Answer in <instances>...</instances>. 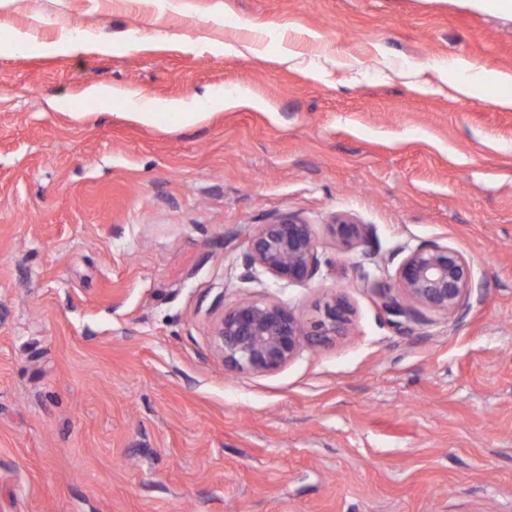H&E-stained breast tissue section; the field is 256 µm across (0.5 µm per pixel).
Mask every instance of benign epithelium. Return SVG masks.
<instances>
[{
    "mask_svg": "<svg viewBox=\"0 0 512 512\" xmlns=\"http://www.w3.org/2000/svg\"><path fill=\"white\" fill-rule=\"evenodd\" d=\"M335 240L346 247L369 235L365 224L336 217L329 225ZM250 269L288 285H303L318 271L317 244L310 224L279 216L259 224L248 237ZM385 312L412 321L423 313L456 317L474 290L470 262L459 250L438 243L421 244L403 257L392 285L370 280ZM353 310L334 295L304 321L276 302L241 299L224 310L214 326V337L229 371L268 374L295 359L307 345L328 344L351 332Z\"/></svg>",
    "mask_w": 512,
    "mask_h": 512,
    "instance_id": "obj_1",
    "label": "benign epithelium"
}]
</instances>
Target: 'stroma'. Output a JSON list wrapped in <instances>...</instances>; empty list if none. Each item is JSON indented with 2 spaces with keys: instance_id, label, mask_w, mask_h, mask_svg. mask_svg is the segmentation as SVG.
<instances>
[{
  "instance_id": "1",
  "label": "stroma",
  "mask_w": 512,
  "mask_h": 512,
  "mask_svg": "<svg viewBox=\"0 0 512 512\" xmlns=\"http://www.w3.org/2000/svg\"><path fill=\"white\" fill-rule=\"evenodd\" d=\"M20 29L89 45L0 53V512H512L511 14L0 0V42ZM467 64L476 97L453 89ZM98 86L255 103L145 125ZM336 214L371 237L342 246ZM280 215L313 228L307 285L245 264ZM424 242L463 252L475 289L462 317L398 328L360 273ZM334 293L349 336L225 371V307L306 319Z\"/></svg>"
}]
</instances>
